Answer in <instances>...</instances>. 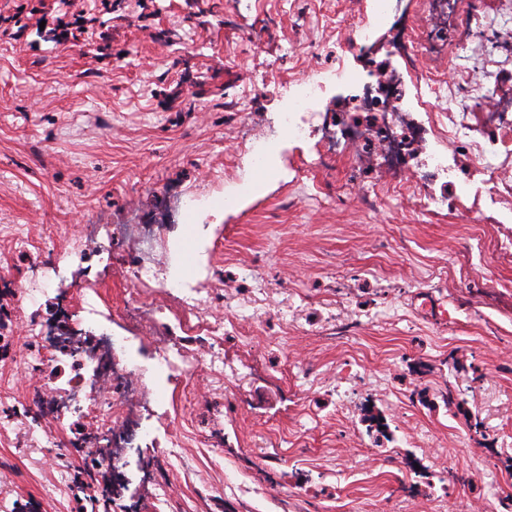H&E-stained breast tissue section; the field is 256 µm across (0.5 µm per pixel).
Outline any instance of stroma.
Segmentation results:
<instances>
[{"mask_svg":"<svg viewBox=\"0 0 512 512\" xmlns=\"http://www.w3.org/2000/svg\"><path fill=\"white\" fill-rule=\"evenodd\" d=\"M0 0V258L27 274L19 240L37 227L58 248L81 224L178 226L210 276L227 285L226 317L247 314L255 337L225 331L220 348L238 367V392L202 376L175 393L165 426L178 457L145 448L123 502L132 512H505L512 501V316L468 287L469 277L512 285V266L488 262L477 231L429 214L413 186L362 205L373 172L349 157L312 166L316 140L283 141L277 176L261 178L232 134L235 100L254 81L252 130L279 112L286 86L351 53L372 0ZM471 49L442 65L452 80L475 73L483 88L512 76V27L493 0H466ZM259 193L218 209L244 183ZM195 198L196 216L173 206ZM109 261L72 258L55 290L26 306L0 283V512H78L74 484L86 454L49 438L22 412L36 360L27 325H52L83 307L87 270L120 328L119 282L127 248ZM468 253V276L455 260ZM252 266L264 291L240 310L232 281ZM345 304L363 325L331 336ZM452 389L456 401L441 394ZM389 428H367L365 407ZM481 422L484 436L471 429ZM174 485V498L160 488Z\"/></svg>","mask_w":512,"mask_h":512,"instance_id":"stroma-1","label":"stroma"}]
</instances>
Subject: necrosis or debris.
<instances>
[{
    "instance_id": "obj_1",
    "label": "necrosis or debris",
    "mask_w": 512,
    "mask_h": 512,
    "mask_svg": "<svg viewBox=\"0 0 512 512\" xmlns=\"http://www.w3.org/2000/svg\"><path fill=\"white\" fill-rule=\"evenodd\" d=\"M400 0H373L375 15L389 26L387 52L396 64L384 69L359 71L339 68L337 86L348 89L366 122L345 121L322 110L327 84L310 74L288 91L285 107L277 112L269 134L254 137L246 119H239L237 133L247 146L252 167L271 169L277 138L285 134L303 140L319 130L318 157L355 154L365 164L378 167L384 190L402 195L398 176L413 169L425 193L423 210H448L465 224L512 223V92L498 93L493 104L480 112H430L428 97L435 78L425 70L414 42H423L431 53L448 45L450 20L458 0H423L422 23L390 24ZM417 167H410L411 158ZM129 260L123 268V320L126 332L104 330L92 341L82 331L101 323L106 314L92 309L74 319L69 333L26 330L42 366L69 364L65 381L49 383L31 379L34 398L23 409L29 425L52 434L66 420L76 419L89 433L108 438L114 450L138 447L146 437L140 412L151 407L157 418L170 415L162 398L160 381L190 388L200 373L225 375L224 358L213 338L224 330V289L203 280L173 277L168 261L159 259L158 227L130 223L123 227ZM112 235L108 224L82 225L76 250L55 253L40 246L28 276L13 280L19 299L43 292L53 284L52 274L73 253L91 255ZM154 331L156 348L144 357L132 343L133 335Z\"/></svg>"
}]
</instances>
